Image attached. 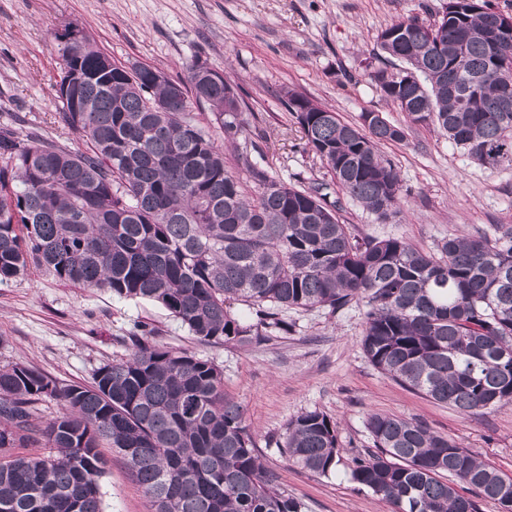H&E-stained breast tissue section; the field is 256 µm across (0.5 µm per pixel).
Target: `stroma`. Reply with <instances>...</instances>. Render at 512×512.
I'll return each mask as SVG.
<instances>
[{"label": "stroma", "mask_w": 512, "mask_h": 512, "mask_svg": "<svg viewBox=\"0 0 512 512\" xmlns=\"http://www.w3.org/2000/svg\"><path fill=\"white\" fill-rule=\"evenodd\" d=\"M445 0H0V127L24 120L36 134L74 151L87 145L63 128L53 89L63 62L52 29L74 25L113 61L143 63L168 77L206 62L239 84L264 131L261 164L277 179L310 186L327 180L320 160L304 148L283 97L291 89L338 112L384 113L406 138L382 146L400 173L401 212L382 223L343 191V217L360 235L401 236L432 250L450 235H494L512 225V168L488 170L437 130L408 125L383 100L366 66L378 53L377 35L408 17L430 23ZM292 333L260 344L199 343L162 306L123 299L106 290L63 283L33 268L0 282V365L21 363L62 385L89 384L103 363L124 358L134 325L158 331L170 348L213 360L224 390L241 403L264 465L306 512H392L391 506L349 480L354 457L372 452L369 413L425 422L455 438L499 472L512 476V404L465 415L409 390L375 368L360 340L364 308L352 305L291 312ZM318 410L335 420L341 461L320 476L288 463L279 441L289 420ZM104 512H149L123 459L104 449Z\"/></svg>", "instance_id": "obj_1"}]
</instances>
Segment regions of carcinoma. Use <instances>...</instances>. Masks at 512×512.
<instances>
[{
	"mask_svg": "<svg viewBox=\"0 0 512 512\" xmlns=\"http://www.w3.org/2000/svg\"><path fill=\"white\" fill-rule=\"evenodd\" d=\"M498 25L489 0H451L432 24L412 17L381 29L391 66L369 73L410 124L437 128L490 170L512 166V97L501 93L512 30L495 51ZM108 59L84 36L77 106L59 112L87 151L0 131V281L32 263L81 288L157 303L199 341L237 346L292 331L290 310L334 315L361 302V348L379 371L465 414L512 403V225L426 251L356 234L329 201L334 183L380 222L400 213V176L379 145L404 140L403 127L380 112L347 123L285 89L305 149L330 176L287 184L253 158L248 106L236 85L208 80L206 63L173 80ZM198 104L224 145L201 127ZM226 149L253 191L228 169ZM135 329L128 356L98 367L88 386L0 367V512H103L104 447L125 460L150 512H305L265 468L224 371ZM46 399L61 411L40 421ZM366 429L376 452L355 458L350 480L395 512H478L446 474L497 505L502 489L512 495V477L419 420L370 413ZM34 444L49 454L13 452ZM338 445L336 421L312 410L287 423L281 448L327 476Z\"/></svg>",
	"mask_w": 512,
	"mask_h": 512,
	"instance_id": "obj_1",
	"label": "carcinoma"
}]
</instances>
